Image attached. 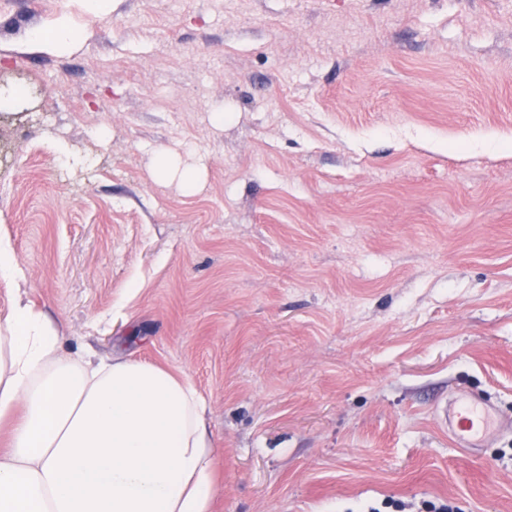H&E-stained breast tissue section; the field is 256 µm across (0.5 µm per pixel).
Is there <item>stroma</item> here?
<instances>
[{
  "instance_id": "1",
  "label": "stroma",
  "mask_w": 512,
  "mask_h": 512,
  "mask_svg": "<svg viewBox=\"0 0 512 512\" xmlns=\"http://www.w3.org/2000/svg\"><path fill=\"white\" fill-rule=\"evenodd\" d=\"M0 79V315L192 381L214 512H512V0H0ZM49 32L48 36L43 31L35 32L31 39L35 45L46 50L65 52L74 48L72 24L68 18L57 19L55 26ZM177 156L172 152H160L156 156V164L152 170V177L154 181L161 185L167 186L172 183L176 177L178 178V185L186 191H194L199 186V176L192 168H184L181 171L173 173V162ZM18 273V264L16 262L12 246L9 239L0 238V278L5 280H15ZM458 429L465 436L452 434L460 441H466L476 446L490 435L497 424L493 407L487 400L473 398L468 400L459 410L454 412Z\"/></svg>"
}]
</instances>
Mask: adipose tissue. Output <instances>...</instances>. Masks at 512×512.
<instances>
[{"mask_svg":"<svg viewBox=\"0 0 512 512\" xmlns=\"http://www.w3.org/2000/svg\"><path fill=\"white\" fill-rule=\"evenodd\" d=\"M61 342L23 299L0 320V512H212L208 406L192 382Z\"/></svg>","mask_w":512,"mask_h":512,"instance_id":"obj_1","label":"adipose tissue"}]
</instances>
